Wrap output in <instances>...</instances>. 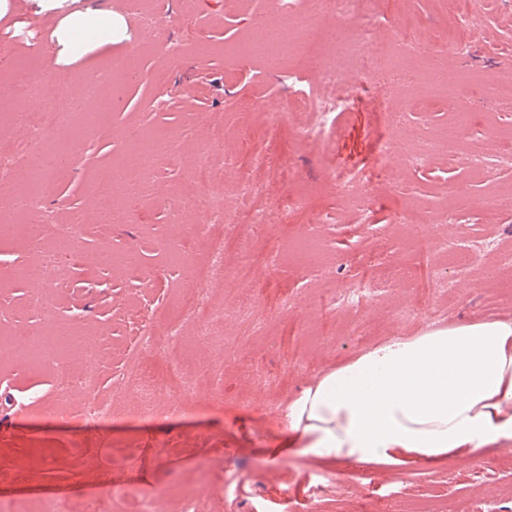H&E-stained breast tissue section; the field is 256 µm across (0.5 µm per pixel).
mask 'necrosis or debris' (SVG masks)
<instances>
[{
  "label": "necrosis or debris",
  "instance_id": "necrosis-or-debris-1",
  "mask_svg": "<svg viewBox=\"0 0 512 512\" xmlns=\"http://www.w3.org/2000/svg\"><path fill=\"white\" fill-rule=\"evenodd\" d=\"M374 0H315L314 8H307L305 0H275L272 21L257 22L254 33L265 36L271 22L294 18L300 23L299 39L309 45L307 66L316 73V86L295 90L289 102V111L310 113L309 125L297 131L299 138L316 142L327 137L335 128L339 117L347 115L353 107L350 96L338 93L342 77L340 63L351 62L366 83L382 89L383 99H390L384 91L385 83L394 87L403 85L404 74L394 68L395 53L389 41L381 35L379 15L373 9ZM478 22L475 10L460 13L455 34L448 40H431L426 49L437 55L466 58L475 50L474 33ZM134 70L130 58L113 61L106 81L90 77L83 84L84 101H108L110 94L119 93L128 84ZM30 100L41 101L39 109L27 108ZM410 113L407 109L390 107L386 110L388 127L395 131L409 130L406 142L382 141L378 147L377 162L382 169H393L400 164L412 168L424 167L438 148L456 153L460 164L475 172H487V158L483 152H459L460 140L469 135L470 124L466 113H459L450 121L457 131L456 138L440 133L438 138L427 137L418 129H409ZM93 132L97 137L112 134L111 126L101 124L94 113L74 108L70 100L60 94L47 95L42 84L23 65L16 66L8 78L0 80V192L10 196L12 211L34 210L45 189L46 169L37 158L46 153L63 157L70 153L76 142L75 125ZM138 160L132 165L114 166L101 172L100 179L108 190L98 197L96 219L112 224L117 222L121 202L126 195L153 186L157 178V163L163 157L178 156V140L137 135L134 139ZM269 158L264 149L254 150L244 162L245 177L241 193L234 207H226L224 191L216 186V174L205 163L196 164L193 179L211 192L205 201L203 216L206 223L225 225L226 230L210 239L209 259L197 270L199 288L185 297L177 312L165 318L164 335H156L152 327H143L140 333L144 349L160 354L166 361V374L157 377L147 367L130 365L112 379V391L131 395L134 416L152 419L156 416L155 403L162 394L210 391L216 377L215 369L203 368L201 374L187 373L181 360L179 336L185 321L199 319L206 307V289L221 282L225 274H232L240 283L252 281L259 265L248 253L256 225L272 224L280 214L258 192L253 174L268 170ZM397 280L395 271H388L381 279L362 278L338 289L333 300L339 307L358 306L385 296ZM86 361L84 373L76 386L87 399V418L95 423L108 421L112 411L108 404L96 397L98 388L97 361L99 347L94 343L82 346Z\"/></svg>",
  "mask_w": 512,
  "mask_h": 512
}]
</instances>
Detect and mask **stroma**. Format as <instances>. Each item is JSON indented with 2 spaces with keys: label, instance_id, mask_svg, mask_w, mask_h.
<instances>
[{
  "label": "stroma",
  "instance_id": "obj_1",
  "mask_svg": "<svg viewBox=\"0 0 512 512\" xmlns=\"http://www.w3.org/2000/svg\"><path fill=\"white\" fill-rule=\"evenodd\" d=\"M271 0H154L163 18L157 51H135L125 43L100 48L72 61H57L50 33L56 23L35 15L25 0H13L0 17V77L24 63L39 69L51 90L77 93L80 81L130 56L140 79L128 83L120 103L105 118L111 138H90L73 155L51 164L48 186L37 216L54 226H71L82 242L81 255L58 252L51 236L30 244L20 236L0 237V334L24 346L34 338L74 336L98 343L99 396L112 402V422L88 424L87 400L73 381L84 371L80 356L66 349L56 366L39 368L20 360L0 363V466L26 471V478H0V506L22 512H121L124 497L155 495L159 512H180L184 498L223 493L224 467L241 468L245 479L226 502V512H290L289 497L305 495L309 477L332 476L336 490L304 512H377L385 488L404 479L405 490L389 501V512H474L487 500L495 512H512V469L499 458L512 455V441L429 464L408 466L336 463L281 443L286 402L320 371L338 366L367 346L395 336H414L429 324L450 325L512 317V279L489 276L499 252H512V207L487 213L473 198L496 190L512 191V166L494 167L479 176L448 155L423 169L375 167L376 148L390 137L383 106L373 88L351 74L343 87L356 91L352 112L338 132L320 144L297 139L304 112L289 113L283 128L264 136L262 115L240 114L254 101L275 109L292 93L279 68L243 52L258 14ZM466 0H413L417 43L444 36ZM483 32L469 58L457 61L426 54L411 57L421 72L453 69L490 72L512 81V7L485 0ZM172 134L182 141V157L161 158L159 185L152 198L126 199L127 222L94 220V173L128 152L130 131ZM263 146L273 160L257 182L283 218L255 228L257 256L284 250L277 267L260 270L247 290L259 300L257 325L212 322L207 341L187 324L183 352L190 368L210 364L219 376L212 392L172 396L173 413L151 422L131 415L127 402L111 399L113 374L139 355L137 336L154 324L174 296L191 287L190 270L205 261L204 238L211 224H193L191 232L171 223V207L184 199L203 202L205 194L189 180L195 159L207 157L218 170L227 202L241 188L236 159ZM365 172L373 193L371 225L360 222L355 200L336 189L339 170ZM457 195H449V186ZM449 206L463 213L461 224H429L430 237L457 240L462 249L489 242L476 264L451 272L447 297L429 292L434 271L430 256L418 251L396 226L404 211ZM326 215V223L308 228L306 215ZM388 241L378 265L401 268L405 277L380 301L340 309L331 303L337 288L368 275L364 260L375 236ZM130 254L129 262L91 268L86 254L102 246ZM51 254L63 272L55 289L51 318L30 302L25 266ZM412 302L425 316L399 321L396 308ZM278 374L280 385L257 387V373Z\"/></svg>",
  "mask_w": 512,
  "mask_h": 512
}]
</instances>
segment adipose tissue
<instances>
[{"instance_id": "adipose-tissue-1", "label": "adipose tissue", "mask_w": 512, "mask_h": 512, "mask_svg": "<svg viewBox=\"0 0 512 512\" xmlns=\"http://www.w3.org/2000/svg\"><path fill=\"white\" fill-rule=\"evenodd\" d=\"M58 17L61 61L124 40L110 10L26 0ZM285 446L337 461L426 463L512 439V319L430 328L374 344L288 404Z\"/></svg>"}]
</instances>
